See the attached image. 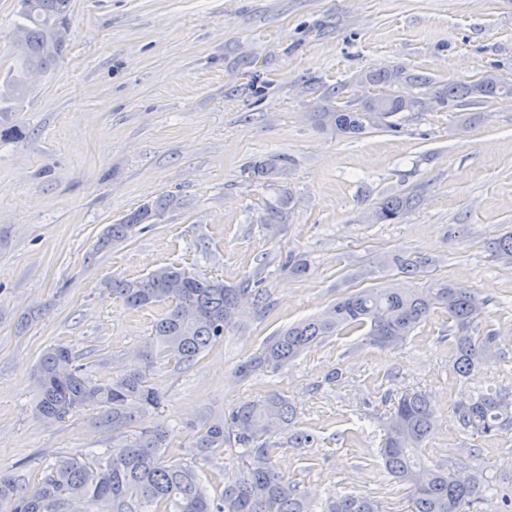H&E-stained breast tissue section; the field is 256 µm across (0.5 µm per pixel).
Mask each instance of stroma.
Returning a JSON list of instances; mask_svg holds the SVG:
<instances>
[{"instance_id":"35a3bbf8","label":"stroma","mask_w":512,"mask_h":512,"mask_svg":"<svg viewBox=\"0 0 512 512\" xmlns=\"http://www.w3.org/2000/svg\"><path fill=\"white\" fill-rule=\"evenodd\" d=\"M70 43L33 86L0 139V468L34 482L63 456L102 455L112 435L85 408L47 423L35 411L36 366L57 343L74 347L91 378L141 364L160 307L129 309L112 293L163 265L267 292L266 315H246L192 367L158 359L149 372L159 409L135 430L169 432L170 449L203 480L234 472V455L197 461L192 435L240 401L271 391L297 410L313 448L279 435L276 465L323 501L336 493L406 512L386 473L379 424L390 398L425 392L440 427L423 450L434 463L478 472L512 496V431L479 441L453 422L469 392L512 389V257L489 242L512 232V96L453 111L403 112L398 126L358 137L318 130L325 103H359L360 71L400 66L438 87L492 71L512 82V0H73ZM475 116L460 129L461 116ZM291 157L269 185L250 162ZM419 205L375 222L387 197ZM180 206L123 242L98 249L109 225L160 196ZM292 202L284 224L257 221L265 203ZM303 254L310 275L285 268ZM432 263L413 286L445 279L485 303L472 335L498 338L490 363L452 370L457 329L435 312L396 348L361 332L327 338L278 372L245 381L240 361L283 327L322 314L343 294L398 279L392 256ZM339 382H328L333 369Z\"/></svg>"}]
</instances>
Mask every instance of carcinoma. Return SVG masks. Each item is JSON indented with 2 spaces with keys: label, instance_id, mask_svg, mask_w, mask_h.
I'll return each instance as SVG.
<instances>
[{
  "label": "carcinoma",
  "instance_id": "cac0c4a2",
  "mask_svg": "<svg viewBox=\"0 0 512 512\" xmlns=\"http://www.w3.org/2000/svg\"><path fill=\"white\" fill-rule=\"evenodd\" d=\"M10 53L15 61L0 81V119L16 112L29 93L32 78L54 69L70 36L72 0H17ZM356 81L380 89L359 104H327L317 112L318 126L346 137L397 126L394 117L419 111L426 100L437 108H453L468 98L490 99L512 95V83L496 74L473 82H450L430 88V81L402 67L360 72ZM409 82L427 88L426 96L403 95L397 90ZM290 161L272 157L255 161L248 172L255 179L271 180L287 172ZM174 200L164 196L144 204L111 225L102 243L127 239L141 224H153ZM289 201L266 204L259 221L283 224ZM416 205L413 195L385 199L375 220L395 221ZM400 273L413 275L432 259L392 258ZM112 294L133 309L166 305L155 324L154 336L142 351L147 363L153 356L190 367L224 341L246 309L256 314L269 307L266 294L242 282L227 285L186 269L163 266L135 281H115ZM484 301L473 291L446 280L424 288L394 285L366 288L336 301L323 315L311 318L269 338L261 352L236 369L242 380L272 373L304 352L343 331L365 330L364 340L379 349L403 343L436 311L448 313L458 327L453 370L463 377L487 364L496 337L472 336L469 326L482 313ZM35 410L46 422L61 421L85 407L99 409L98 424L112 432V447L97 459L64 456L31 488L23 489L0 472V512H383L380 502L362 495L340 494L324 507L290 481L273 462L278 449L273 438L294 424L295 406L273 392L239 403L230 414L205 421L193 435L191 447L200 459L235 452L237 471L224 481L217 496L208 493L194 464L173 459L163 428L143 429L133 437L126 432L136 417L154 411L162 396L145 371L129 368L110 381L94 382L75 365L70 347L58 344L39 360ZM460 429L475 439L512 430V394L506 389L477 390L454 408ZM438 429V418L427 396L405 391L382 423L379 449L389 475L408 487L409 512H476L487 495H497L477 474L462 476L422 455L423 444Z\"/></svg>",
  "mask_w": 512,
  "mask_h": 512
}]
</instances>
